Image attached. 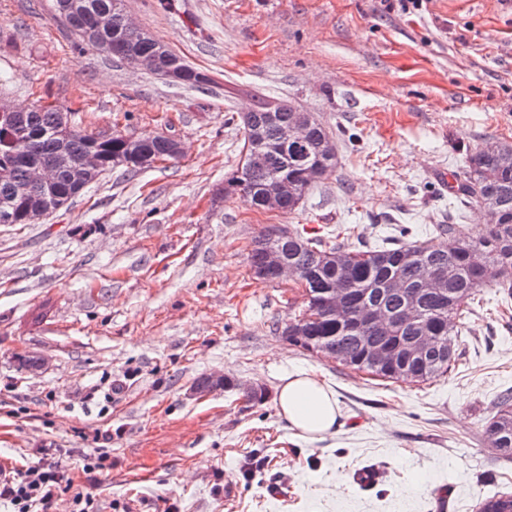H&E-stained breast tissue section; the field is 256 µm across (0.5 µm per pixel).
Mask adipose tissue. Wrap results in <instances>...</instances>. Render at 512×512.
Returning a JSON list of instances; mask_svg holds the SVG:
<instances>
[{
    "instance_id": "1",
    "label": "adipose tissue",
    "mask_w": 512,
    "mask_h": 512,
    "mask_svg": "<svg viewBox=\"0 0 512 512\" xmlns=\"http://www.w3.org/2000/svg\"><path fill=\"white\" fill-rule=\"evenodd\" d=\"M276 411L299 437L321 438L335 433L340 419L334 393L306 373L282 377Z\"/></svg>"
}]
</instances>
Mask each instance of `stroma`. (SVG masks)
Segmentation results:
<instances>
[{
    "label": "stroma",
    "instance_id": "35a3bbf8",
    "mask_svg": "<svg viewBox=\"0 0 512 512\" xmlns=\"http://www.w3.org/2000/svg\"><path fill=\"white\" fill-rule=\"evenodd\" d=\"M48 3L0 0V94L183 153L112 168L38 223L0 224V456L53 449L102 512H437L442 495L447 512H476L512 494V460L483 434L512 390L503 294L477 295L450 373L384 381L291 345L280 329L304 292L248 259L273 225L350 250L420 245L440 224L484 237L479 207L431 174L460 179L475 149L512 143V0H125L209 76L193 89L77 45ZM280 99L322 119L337 160L291 213L224 193L241 109ZM287 372L333 391L336 434L300 438L277 416ZM214 373L232 388L191 395ZM101 451L111 467L85 474ZM368 466L378 477L358 486Z\"/></svg>",
    "mask_w": 512,
    "mask_h": 512
}]
</instances>
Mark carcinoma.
<instances>
[{"label":"carcinoma","mask_w":512,"mask_h":512,"mask_svg":"<svg viewBox=\"0 0 512 512\" xmlns=\"http://www.w3.org/2000/svg\"><path fill=\"white\" fill-rule=\"evenodd\" d=\"M54 17L87 46L121 61L143 58L148 71L167 76L180 66L190 80L184 85L199 88L208 82L205 74L187 63L160 41L145 39L125 28V12L121 0H53ZM64 112L53 105H37L20 113L22 140L15 148L37 161H53L66 157L75 166L94 147L107 155L127 161L125 171L135 174L158 160L177 158L173 142L157 135L142 139L110 133L87 132L76 126L62 135L60 126ZM300 119L306 121V141L294 144L282 138V128ZM244 144L240 168L227 179L228 190L239 195L250 207L263 210L265 186L277 182L282 187L279 210H296L321 177L336 166V153L321 145L330 139V131L312 112L298 110L291 102H266L250 113L243 122ZM265 156L257 168L248 166L253 153ZM456 193L469 202L482 205L496 213L488 225L486 236L473 240L455 225L442 227L440 241L428 246L405 244L398 247L363 248L349 251L331 246L322 239H307L294 230L272 226L254 240L249 252V264L254 274L267 269V251L278 247L288 262L299 267L305 277L309 300L302 314L288 324V335L304 336L299 348L319 352L332 347L343 358L361 359L364 340L350 330L333 311L332 288H345L341 302L359 305L372 302L388 311L399 309L407 299L417 297L423 313L418 327H395L384 336L375 331L370 338L385 343H403L424 333L438 341H447L470 313L476 295L486 286L501 290L512 297V144L490 142L472 153L467 161L464 179ZM22 202L34 208L48 210L53 200L30 183L23 164L9 169L7 178L0 179V211L16 209ZM440 274L439 286L421 287L422 271ZM315 316L305 319V313ZM458 356L448 351L447 357L421 373L412 364L385 369L365 362L358 369L373 376L404 382H425L448 373ZM484 436L497 437L495 453L512 460V392L497 401L494 415L488 419Z\"/></svg>","instance_id":"cac0c4a2"}]
</instances>
